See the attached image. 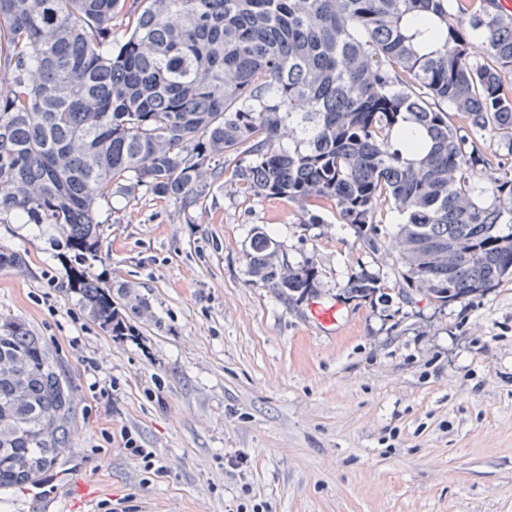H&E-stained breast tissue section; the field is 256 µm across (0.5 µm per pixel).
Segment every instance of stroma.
Here are the masks:
<instances>
[{"label":"stroma","instance_id":"35a3bbf8","mask_svg":"<svg viewBox=\"0 0 512 512\" xmlns=\"http://www.w3.org/2000/svg\"><path fill=\"white\" fill-rule=\"evenodd\" d=\"M87 274L132 327L112 335L66 290L71 253L55 224L0 223V313L24 320L58 360L76 405L72 444L40 499L0 493V512H40L67 490L98 512H512V279L442 306L406 289L378 206L377 249L333 208L244 199L210 183L191 203L145 189L101 205ZM260 227L318 287L290 299L256 283ZM379 277L346 298L352 273ZM336 309L322 327L313 303ZM154 454L145 469L122 443ZM248 463L237 468L238 452Z\"/></svg>","mask_w":512,"mask_h":512}]
</instances>
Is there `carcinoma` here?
<instances>
[{
  "instance_id": "obj_1",
  "label": "carcinoma",
  "mask_w": 512,
  "mask_h": 512,
  "mask_svg": "<svg viewBox=\"0 0 512 512\" xmlns=\"http://www.w3.org/2000/svg\"><path fill=\"white\" fill-rule=\"evenodd\" d=\"M493 169L485 204L475 177ZM205 173L246 199L333 206L371 248L383 203L407 282L444 306L484 294L512 277V16L496 0H0V222L59 225L81 263L113 193L186 201ZM278 253L252 230L250 273L309 296L313 264ZM66 289L114 330L110 287L72 269ZM74 415L48 348L0 316V489L52 470Z\"/></svg>"
}]
</instances>
